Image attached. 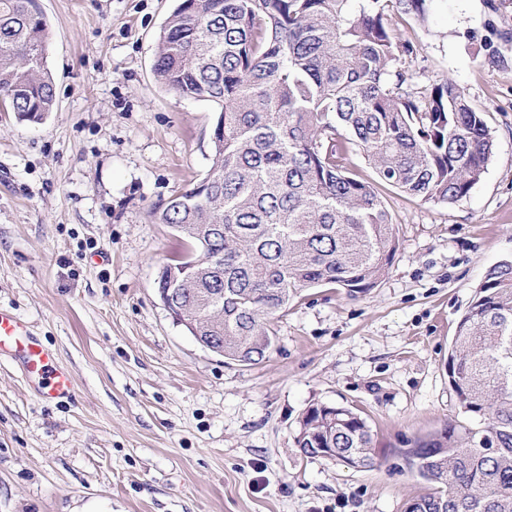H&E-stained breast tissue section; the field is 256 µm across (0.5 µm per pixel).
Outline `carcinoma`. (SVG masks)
<instances>
[{
  "label": "carcinoma",
  "instance_id": "obj_1",
  "mask_svg": "<svg viewBox=\"0 0 512 512\" xmlns=\"http://www.w3.org/2000/svg\"><path fill=\"white\" fill-rule=\"evenodd\" d=\"M424 21L426 0H178L157 40L156 79L217 104L211 166L153 211L185 225L183 254L203 273L174 299L224 358L263 360L274 319L297 294L332 286L365 295L398 250L383 196L348 168L358 152L378 179L424 201L455 204L494 153L484 113L464 88H415L416 52L393 15ZM49 29L36 0H0V103L39 122L55 104ZM448 380L474 424L396 448L429 484L404 512H512V265L487 274L459 320ZM299 450L336 461L380 459L366 418L346 406L306 411Z\"/></svg>",
  "mask_w": 512,
  "mask_h": 512
}]
</instances>
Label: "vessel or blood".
<instances>
[{"instance_id": "b4317fda", "label": "vessel or blood", "mask_w": 512, "mask_h": 512, "mask_svg": "<svg viewBox=\"0 0 512 512\" xmlns=\"http://www.w3.org/2000/svg\"><path fill=\"white\" fill-rule=\"evenodd\" d=\"M18 362L26 379L47 402H61L73 397V379L60 366L54 352L33 337L27 325L12 312L0 308V357Z\"/></svg>"}]
</instances>
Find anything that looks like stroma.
<instances>
[{
  "instance_id": "stroma-1",
  "label": "stroma",
  "mask_w": 512,
  "mask_h": 512,
  "mask_svg": "<svg viewBox=\"0 0 512 512\" xmlns=\"http://www.w3.org/2000/svg\"><path fill=\"white\" fill-rule=\"evenodd\" d=\"M56 105L0 112V308L74 381L45 404L0 359V512H404L425 486L394 456L459 424L446 363L488 272L512 257V0H431L394 16L413 84L448 78L495 138L453 205L376 184L398 251L367 295L300 292L253 365L201 347L162 307L180 249L153 209L205 176L217 104L161 85L154 50L175 0H37ZM358 409L386 462L352 468L295 443L313 406Z\"/></svg>"
}]
</instances>
